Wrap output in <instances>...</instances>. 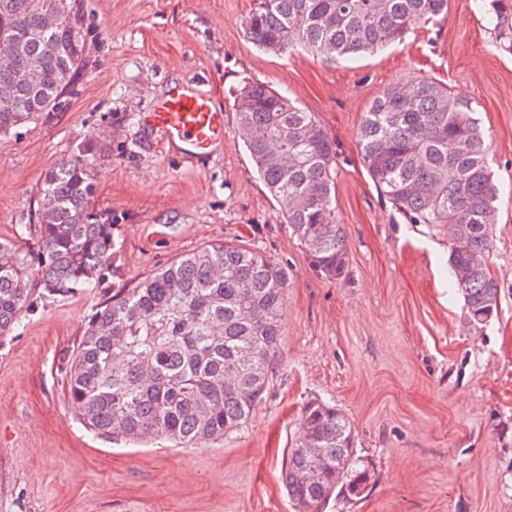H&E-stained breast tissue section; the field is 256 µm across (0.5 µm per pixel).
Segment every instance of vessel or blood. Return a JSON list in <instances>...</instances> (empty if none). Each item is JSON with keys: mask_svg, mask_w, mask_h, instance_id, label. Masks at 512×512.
<instances>
[{"mask_svg": "<svg viewBox=\"0 0 512 512\" xmlns=\"http://www.w3.org/2000/svg\"><path fill=\"white\" fill-rule=\"evenodd\" d=\"M162 148L189 156L211 154L224 140V113L207 95L186 84L171 86L155 107L141 116Z\"/></svg>", "mask_w": 512, "mask_h": 512, "instance_id": "vessel-or-blood-1", "label": "vessel or blood"}]
</instances>
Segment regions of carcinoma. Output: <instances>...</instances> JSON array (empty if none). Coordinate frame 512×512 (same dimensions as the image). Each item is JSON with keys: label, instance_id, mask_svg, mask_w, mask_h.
I'll list each match as a JSON object with an SVG mask.
<instances>
[{"label": "carcinoma", "instance_id": "1", "mask_svg": "<svg viewBox=\"0 0 512 512\" xmlns=\"http://www.w3.org/2000/svg\"><path fill=\"white\" fill-rule=\"evenodd\" d=\"M448 14V0H257L247 38L281 54L294 48L333 63L374 55ZM85 64L62 0H0V135L55 112ZM237 130L312 266L345 277L349 250L333 206L336 144L316 114L264 83L235 97ZM365 168L410 224L448 231L449 288L471 326L497 312L488 263L499 188L474 110L427 79L385 88L359 131ZM96 144L46 174L38 207L40 254L0 243V336L20 327L35 290L88 288L115 253L112 224L94 211ZM288 270L258 250L216 243L183 255L93 316L65 368L68 402L104 436H163L183 447L242 428L270 390L278 364ZM317 459V473L303 471ZM355 432L339 409L308 403L284 463L296 512H323L337 491L366 488Z\"/></svg>", "mask_w": 512, "mask_h": 512}]
</instances>
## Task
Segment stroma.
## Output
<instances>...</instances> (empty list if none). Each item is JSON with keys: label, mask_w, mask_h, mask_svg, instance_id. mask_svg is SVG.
Wrapping results in <instances>:
<instances>
[{"label": "stroma", "mask_w": 512, "mask_h": 512, "mask_svg": "<svg viewBox=\"0 0 512 512\" xmlns=\"http://www.w3.org/2000/svg\"><path fill=\"white\" fill-rule=\"evenodd\" d=\"M254 0H65L87 65L58 111L0 136V241L38 253L44 174L88 142L95 210L117 244L93 288L36 291L0 337V512H295L282 461L307 402L336 405L368 480L325 512H512V51L491 0H448L437 24L352 63L275 55L245 35ZM435 79L470 101L501 188L490 269L497 313L472 328L451 295L450 238L411 224L376 189L358 148L388 86ZM224 112L223 143L193 160L142 127L173 83ZM262 82L316 113L336 143L334 205L349 266L325 279L288 232L237 131L234 95ZM233 240L286 267L281 355L253 417L224 439L177 448L86 429L65 363L113 289Z\"/></svg>", "instance_id": "obj_1"}]
</instances>
